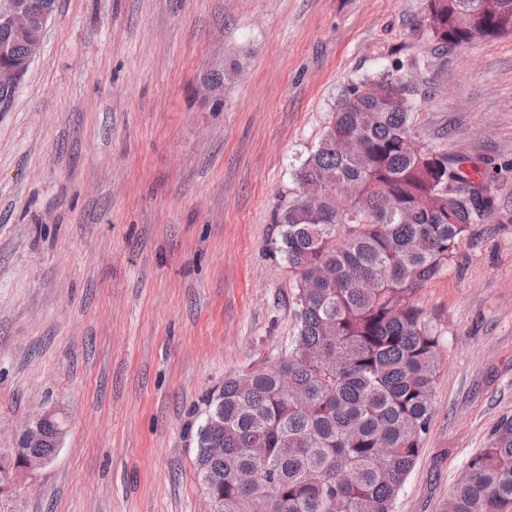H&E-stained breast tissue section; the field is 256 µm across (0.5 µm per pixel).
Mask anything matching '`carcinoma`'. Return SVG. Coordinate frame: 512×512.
<instances>
[{
    "mask_svg": "<svg viewBox=\"0 0 512 512\" xmlns=\"http://www.w3.org/2000/svg\"><path fill=\"white\" fill-rule=\"evenodd\" d=\"M427 13L441 46L512 35V0H427ZM32 38L0 22V64H22ZM412 110L390 73L346 87L294 173L299 194L274 239L297 275L294 336L274 362L224 379L191 430L218 512H394L430 431L439 370L436 327L410 298L447 275L471 226L495 213L477 169L411 140ZM28 453L58 447L14 449ZM245 472L256 480L242 482ZM511 506L504 417L439 512Z\"/></svg>",
    "mask_w": 512,
    "mask_h": 512,
    "instance_id": "cac0c4a2",
    "label": "carcinoma"
}]
</instances>
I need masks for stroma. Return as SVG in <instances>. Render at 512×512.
Wrapping results in <instances>:
<instances>
[{
    "mask_svg": "<svg viewBox=\"0 0 512 512\" xmlns=\"http://www.w3.org/2000/svg\"><path fill=\"white\" fill-rule=\"evenodd\" d=\"M426 11L57 0L0 112V457L34 416L66 432L0 512H208L188 429L293 336L277 215L342 91L386 72L414 140L481 171L497 204L412 297L439 327V374L395 512H438L512 417V35L441 48Z\"/></svg>",
    "mask_w": 512,
    "mask_h": 512,
    "instance_id": "35a3bbf8",
    "label": "stroma"
}]
</instances>
